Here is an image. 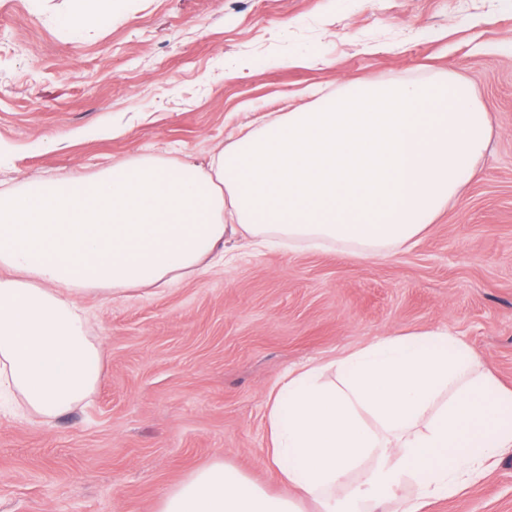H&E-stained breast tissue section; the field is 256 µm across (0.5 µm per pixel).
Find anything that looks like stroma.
<instances>
[{
  "mask_svg": "<svg viewBox=\"0 0 512 512\" xmlns=\"http://www.w3.org/2000/svg\"><path fill=\"white\" fill-rule=\"evenodd\" d=\"M0 0V189L163 158L204 163L263 116L361 80H468L494 129L480 174L408 249L255 250L83 305L100 383L41 422L0 413V512H155L217 459L267 463V391L396 331L444 330L512 389V0ZM428 512H512V455Z\"/></svg>",
  "mask_w": 512,
  "mask_h": 512,
  "instance_id": "obj_1",
  "label": "stroma"
}]
</instances>
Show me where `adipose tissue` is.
I'll return each mask as SVG.
<instances>
[{"instance_id": "ef3b65f1", "label": "adipose tissue", "mask_w": 512, "mask_h": 512, "mask_svg": "<svg viewBox=\"0 0 512 512\" xmlns=\"http://www.w3.org/2000/svg\"><path fill=\"white\" fill-rule=\"evenodd\" d=\"M492 132L461 77L360 81L215 147L204 167L149 159L0 190V394L46 420L89 399L100 348L82 298L202 274L226 235L361 260L412 244L478 176ZM266 406L267 457L291 495L219 460L156 512H425L512 451V390L442 330L290 370Z\"/></svg>"}]
</instances>
